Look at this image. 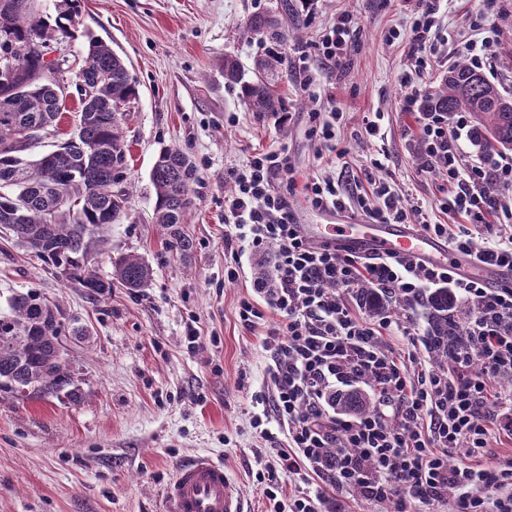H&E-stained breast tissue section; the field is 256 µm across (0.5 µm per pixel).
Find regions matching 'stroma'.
Wrapping results in <instances>:
<instances>
[{"label": "stroma", "instance_id": "1", "mask_svg": "<svg viewBox=\"0 0 512 512\" xmlns=\"http://www.w3.org/2000/svg\"><path fill=\"white\" fill-rule=\"evenodd\" d=\"M278 0H83L70 38L55 43L72 69L81 66L89 40L121 56L138 95L124 124L129 145L124 186L132 193L130 216L113 225L101 276L111 258L136 254L152 271L151 284L134 296L122 286L97 297L67 280L30 249L0 239V300L34 290L58 302L65 322L88 326L89 336L66 337L67 361L82 393L0 395V512H164V489L177 468L205 453L224 465L248 512H266L255 479L263 442L251 426V395L262 384L267 355L261 347L266 322L243 325L238 306L268 259L244 261L237 282H224V196L232 170L270 145H284L297 177L333 175L316 158L311 138V96L343 114L339 147L355 176L370 155L383 153V178L396 189L431 201L445 179L421 169L418 113L400 109V78L411 69L409 47L385 40L389 29L410 22V0H310L298 35L281 45L284 55L318 40L340 15L359 21L344 67L319 76L304 92L293 70L277 90L290 118L283 124L247 110L239 90L220 73L234 56L245 73L265 57L269 40L251 34L254 13ZM494 27L498 42L491 83L512 95V0H449L442 17L449 32L476 20ZM384 115L381 136L369 140L363 122ZM167 147L182 150L197 168L192 206L179 230L188 250L154 222L151 170ZM201 334L188 351L187 324Z\"/></svg>", "mask_w": 512, "mask_h": 512}]
</instances>
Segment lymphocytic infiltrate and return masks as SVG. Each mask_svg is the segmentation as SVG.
Instances as JSON below:
<instances>
[{
    "mask_svg": "<svg viewBox=\"0 0 512 512\" xmlns=\"http://www.w3.org/2000/svg\"><path fill=\"white\" fill-rule=\"evenodd\" d=\"M444 0H413L407 29L390 39L414 49L413 70L403 76L405 112L416 110L427 62L441 46L474 69L488 66L498 35L477 25L448 34L437 23ZM359 27L341 17L312 50H298L289 63L302 90L320 68L340 70ZM423 167L445 173L441 197L423 202L390 182L371 179L370 191L350 188L345 172L297 182L286 146L251 156L232 171L233 192L224 198V281L238 280L245 254L273 253L267 281L254 283L239 304V318L254 326L266 314L262 347L268 355L265 387L252 396L260 405L250 425L276 449L255 475L264 484L270 512H323L342 495L389 502L394 512H435L453 499L455 512H512V452L492 454L501 438L512 440V286L493 288L445 267L390 255L370 262L344 254L330 242L315 243L301 231L290 196L303 195L314 209L357 210L373 224H416L446 240L449 248L479 262L512 268V155L472 153L465 112L420 114ZM461 218L457 229L429 219L431 211ZM395 295L415 309L431 288L448 289L475 315L463 349L446 364L429 362L426 335L400 320H374L356 308L362 287ZM406 339L395 350L392 339ZM364 388L373 396L367 415L340 414L336 398ZM295 491L283 495L280 475Z\"/></svg>",
    "mask_w": 512,
    "mask_h": 512,
    "instance_id": "lymphocytic-infiltrate-1",
    "label": "lymphocytic infiltrate"
}]
</instances>
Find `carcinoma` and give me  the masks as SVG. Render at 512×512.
<instances>
[{
    "label": "carcinoma",
    "instance_id": "1",
    "mask_svg": "<svg viewBox=\"0 0 512 512\" xmlns=\"http://www.w3.org/2000/svg\"><path fill=\"white\" fill-rule=\"evenodd\" d=\"M14 10L0 14V67L14 46L40 41L49 46L70 34L81 13L82 0H56L54 23L35 7V0H15ZM297 7L283 0L276 12H258L247 22L248 30L273 42H286L295 32L288 15ZM49 67L35 53L23 59L17 72L0 73V227L17 244L35 252L66 278L97 296L112 293L119 283L133 293L149 286L152 272L137 255L113 262V278L96 270L114 224L129 216V195L114 189L125 178L128 145L124 135V108L137 91L123 59L97 40L89 42L81 73L93 88V102H79L85 122L81 134L68 138L51 157L31 159L32 131L55 132L66 103L58 96L54 77L43 75ZM286 67V57L267 55L256 63L255 76L245 79L235 58L224 56V81L241 89L249 110L263 117L282 111L279 94L264 73ZM504 98L478 71L465 62L448 69L441 83L422 99L423 112L474 113L475 143L485 152L512 150V109L500 106ZM197 170L178 148L160 151L152 171L156 223L171 230L176 245L186 250L190 242L172 227L185 223ZM427 310L428 336L436 361L465 344L472 309L455 301L446 288L422 297ZM68 332L82 337L88 329L61 320L58 304L35 291L15 292L0 306V392L19 395H53L67 392L76 403L82 399L73 387L69 366L62 360L59 336ZM348 413L371 409L359 394L337 402Z\"/></svg>",
    "mask_w": 512,
    "mask_h": 512
}]
</instances>
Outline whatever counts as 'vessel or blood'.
<instances>
[{
    "instance_id": "1",
    "label": "vessel or blood",
    "mask_w": 512,
    "mask_h": 512,
    "mask_svg": "<svg viewBox=\"0 0 512 512\" xmlns=\"http://www.w3.org/2000/svg\"><path fill=\"white\" fill-rule=\"evenodd\" d=\"M302 230L308 238L330 241L368 257L412 255L426 264L448 266L466 276L479 272L493 286L512 281V270L450 251L442 240L408 224H372L328 209L322 223L303 225ZM165 502V512H244L243 498L225 474L223 464L206 456L194 457L178 468L165 491Z\"/></svg>"
}]
</instances>
